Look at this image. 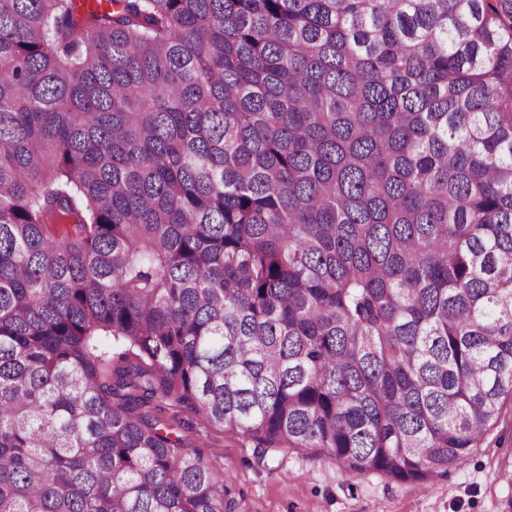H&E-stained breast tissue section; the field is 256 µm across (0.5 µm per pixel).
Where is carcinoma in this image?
Instances as JSON below:
<instances>
[{"label":"carcinoma","mask_w":512,"mask_h":512,"mask_svg":"<svg viewBox=\"0 0 512 512\" xmlns=\"http://www.w3.org/2000/svg\"><path fill=\"white\" fill-rule=\"evenodd\" d=\"M0 0V512H234L258 460L462 465L512 401V0Z\"/></svg>","instance_id":"obj_1"}]
</instances>
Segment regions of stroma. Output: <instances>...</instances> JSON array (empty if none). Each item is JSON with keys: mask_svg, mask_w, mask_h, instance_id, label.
<instances>
[{"mask_svg": "<svg viewBox=\"0 0 512 512\" xmlns=\"http://www.w3.org/2000/svg\"><path fill=\"white\" fill-rule=\"evenodd\" d=\"M180 444L216 458L237 512H512V403L464 465L429 483L354 477L325 459L282 451L256 462L249 441L171 401L159 404Z\"/></svg>", "mask_w": 512, "mask_h": 512, "instance_id": "1", "label": "stroma"}]
</instances>
